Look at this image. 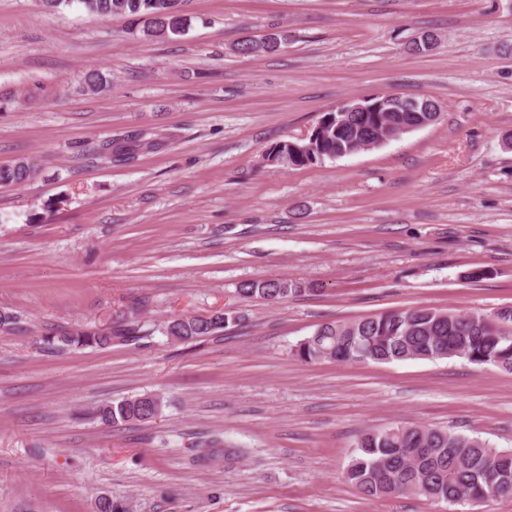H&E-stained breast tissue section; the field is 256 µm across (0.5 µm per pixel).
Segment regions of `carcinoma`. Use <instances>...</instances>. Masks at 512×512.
I'll return each instance as SVG.
<instances>
[{
	"mask_svg": "<svg viewBox=\"0 0 512 512\" xmlns=\"http://www.w3.org/2000/svg\"><path fill=\"white\" fill-rule=\"evenodd\" d=\"M88 17L101 19L126 15L145 22L149 36L169 38L185 31L179 6L184 0H78ZM282 37L269 34L259 41L245 40L234 50L240 56L274 53ZM432 125L430 112H380L378 119L350 112L343 125L326 122L312 140L280 142L269 153L284 167H306L327 159L357 153V142L373 140L387 124ZM91 151L108 157L130 159L134 149L106 140ZM37 164L20 158L0 165V184H20L36 171ZM300 292L296 286L276 279L243 283L237 294L244 299L277 302ZM242 321L234 312L217 310L206 316L178 315L164 322L161 332L178 343L205 337H220L229 324ZM23 331L13 312L0 311V332ZM144 337L142 326L126 320L96 331L55 330L44 336L50 350L99 347L112 342H136ZM294 355L306 363H391L406 360L450 358L452 353L469 363L512 373V309L490 315L481 311L442 312L417 307L373 315L352 322H325L299 341ZM164 400L158 394H143L102 405L93 412L101 424L141 425L161 418ZM340 478L368 498L401 495L423 497L437 504L462 498L481 503L512 495V449L494 448L485 441L450 430L427 426H391L363 432L352 450Z\"/></svg>",
	"mask_w": 512,
	"mask_h": 512,
	"instance_id": "cac0c4a2",
	"label": "carcinoma"
}]
</instances>
